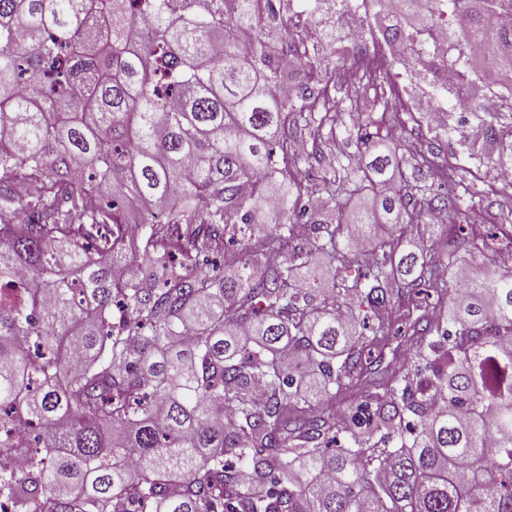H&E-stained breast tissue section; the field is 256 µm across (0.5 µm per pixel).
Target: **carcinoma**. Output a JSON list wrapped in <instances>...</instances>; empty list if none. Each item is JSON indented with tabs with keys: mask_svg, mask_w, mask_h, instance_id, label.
<instances>
[{
	"mask_svg": "<svg viewBox=\"0 0 512 512\" xmlns=\"http://www.w3.org/2000/svg\"><path fill=\"white\" fill-rule=\"evenodd\" d=\"M506 12L512 0H0L11 512H512V272L470 277L477 233L446 264L410 248L422 205L461 212L415 198L427 159L395 139L355 168L322 164L336 70L372 72L369 42L439 105L512 100ZM495 118L468 149L512 166ZM300 124L310 139L288 136ZM302 164L320 210L296 247L282 229L314 210ZM21 179L41 191L18 223ZM134 211L151 220L146 258L120 252L118 276L102 254ZM260 214L266 239L226 250ZM378 224L392 231L375 240ZM357 238L375 240L362 278L324 292L302 277L355 260ZM396 339L403 358L382 371ZM359 385L365 399L336 411Z\"/></svg>",
	"mask_w": 512,
	"mask_h": 512,
	"instance_id": "carcinoma-1",
	"label": "carcinoma"
}]
</instances>
